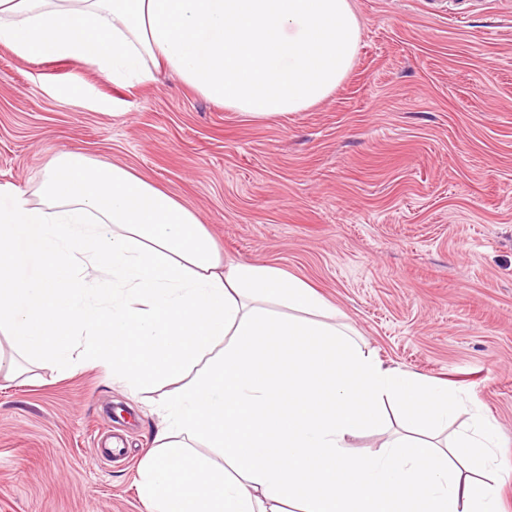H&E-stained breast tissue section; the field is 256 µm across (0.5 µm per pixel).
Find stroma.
<instances>
[{"label": "stroma", "mask_w": 512, "mask_h": 512, "mask_svg": "<svg viewBox=\"0 0 512 512\" xmlns=\"http://www.w3.org/2000/svg\"><path fill=\"white\" fill-rule=\"evenodd\" d=\"M362 39L321 103L244 119L164 71L118 86L0 44V185L54 152L115 162L198 213L225 263L314 286L385 366L447 384L499 432L512 512V0H353ZM176 383L94 366L0 373V512H142Z\"/></svg>", "instance_id": "stroma-1"}]
</instances>
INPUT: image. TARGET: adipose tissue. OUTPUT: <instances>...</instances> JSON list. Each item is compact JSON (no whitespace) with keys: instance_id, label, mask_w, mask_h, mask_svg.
<instances>
[{"instance_id":"ef3b65f1","label":"adipose tissue","mask_w":512,"mask_h":512,"mask_svg":"<svg viewBox=\"0 0 512 512\" xmlns=\"http://www.w3.org/2000/svg\"><path fill=\"white\" fill-rule=\"evenodd\" d=\"M352 0H0V44L113 83L158 69L250 120L302 112L349 73ZM278 268L224 267L195 212L131 169L59 151L34 192L0 185V331L30 363L91 364L131 391L206 366L163 399L144 512H500L496 427L329 323ZM401 428L372 456L347 436ZM213 448L218 458L206 456Z\"/></svg>"}]
</instances>
